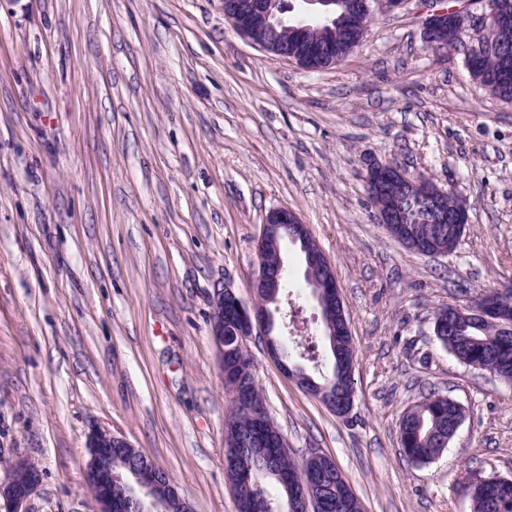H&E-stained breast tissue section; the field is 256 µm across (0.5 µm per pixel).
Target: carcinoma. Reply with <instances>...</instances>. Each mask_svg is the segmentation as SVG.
<instances>
[{"instance_id": "carcinoma-1", "label": "carcinoma", "mask_w": 512, "mask_h": 512, "mask_svg": "<svg viewBox=\"0 0 512 512\" xmlns=\"http://www.w3.org/2000/svg\"><path fill=\"white\" fill-rule=\"evenodd\" d=\"M325 37L336 42L340 57L349 55L355 43L349 41V33L340 25L325 31ZM480 84L499 100L512 102V79L505 81L497 74V66L486 61L472 70ZM437 341L458 361L471 367H484L497 376L512 382V332L497 329L477 320L466 319L449 325V330L436 335ZM325 345L324 363L328 371L324 377L336 381V388L354 392L352 381L353 351L348 348L345 336L336 337V347H331V338L323 337ZM225 368L230 379L224 381L230 386L241 376L249 375V356L233 351L225 357ZM461 407L445 396L431 393L414 405L402 417L399 438L402 454L417 465L432 463L443 452L441 439L448 436V430ZM225 441L231 445L241 444L239 464L246 477L236 484L239 512H289L293 491L283 478L294 472L301 473L303 480H309V471L315 463L307 460L296 463L272 444L270 434L261 428L246 408L235 407L225 423ZM275 483L281 499L274 502L268 494V483ZM353 503L350 487L342 485L327 496L325 512H351ZM472 512H512V488L499 487L496 477H480L472 484Z\"/></svg>"}]
</instances>
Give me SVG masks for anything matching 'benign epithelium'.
Masks as SVG:
<instances>
[{"instance_id":"1","label":"benign epithelium","mask_w":512,"mask_h":512,"mask_svg":"<svg viewBox=\"0 0 512 512\" xmlns=\"http://www.w3.org/2000/svg\"><path fill=\"white\" fill-rule=\"evenodd\" d=\"M373 0H357L355 12L349 22L358 32L357 41H362L366 30L358 25V15L372 14ZM481 12L474 13L468 7H446L444 0H425L428 15L424 23L425 43L432 49L439 46L437 33L449 23H461L466 32L477 37L490 27L512 26V0H476ZM288 11L286 0H224V17L231 21L236 31L250 43L266 52L296 63L308 71H322L336 65V53L325 43L309 36L312 23L336 14V0H304L305 19L288 25L283 13ZM475 66L485 54H493L498 61L499 75L506 79L512 76V51L490 42L472 45ZM367 188L379 223L400 240L410 239L405 231V202L419 203L422 222L438 225V237L425 241L412 240V250L435 257L449 254V249L464 233L467 214L462 204L448 210V191L438 188L426 180L410 178L400 168L374 163L368 169ZM309 229L298 216L285 207L270 211L262 224L257 243L258 258L270 252H279L284 241L295 243L306 241ZM304 273L316 286L314 293L323 314V327L331 328L336 335V323L349 326L346 311L340 297L332 265L320 248L303 247ZM283 266L270 267L258 263L252 281L256 297L255 304L247 306L229 288L217 294L211 314V336L218 352L219 362H224L227 352L224 341V318H229L234 328L235 345L245 348V342L254 330L265 336L267 349L284 371L297 379L298 383L319 397L329 408L346 416L353 407V400L336 402V393L314 384L313 378L288 365L280 351L279 341L274 338L276 314L279 308L269 304L279 303L281 273ZM505 325L512 323V290L493 293L484 300L466 307H449L448 321L466 317ZM131 447L124 438L104 428L92 430L87 438V460L84 480L98 504V512H193L178 484L168 472L158 473L153 460L143 456L131 471V483L136 487L135 500L117 502L112 497V486L123 481V472L113 467V454ZM41 479L40 471L26 460H17L11 466L9 479L0 482V512H29V499Z\"/></svg>"}]
</instances>
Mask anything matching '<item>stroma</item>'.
<instances>
[{
  "instance_id": "obj_1",
  "label": "stroma",
  "mask_w": 512,
  "mask_h": 512,
  "mask_svg": "<svg viewBox=\"0 0 512 512\" xmlns=\"http://www.w3.org/2000/svg\"><path fill=\"white\" fill-rule=\"evenodd\" d=\"M360 46L309 72L252 45L222 0H0V481L41 472L29 512H97L101 427L169 472L194 512H238L209 316L253 304L268 212L294 211L329 258L354 347L336 416L246 341L295 460L330 456L363 512H471L475 477H512V385L460 363L436 313L512 287V104L463 49L425 48L418 0H374ZM391 163L467 205L427 257L379 224L367 168ZM462 423L433 463L400 452L423 395Z\"/></svg>"
}]
</instances>
